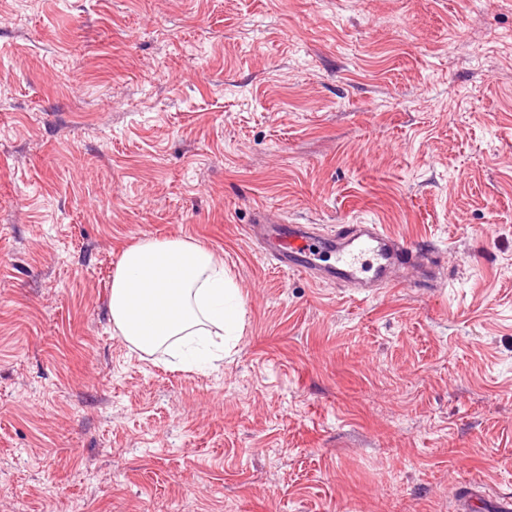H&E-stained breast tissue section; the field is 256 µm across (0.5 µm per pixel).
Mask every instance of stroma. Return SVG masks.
<instances>
[{"label":"stroma","mask_w":512,"mask_h":512,"mask_svg":"<svg viewBox=\"0 0 512 512\" xmlns=\"http://www.w3.org/2000/svg\"><path fill=\"white\" fill-rule=\"evenodd\" d=\"M266 219L439 251L364 297ZM224 259L198 368L112 330L145 237ZM512 494V0H0V512H455Z\"/></svg>","instance_id":"1"}]
</instances>
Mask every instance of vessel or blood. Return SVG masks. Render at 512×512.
<instances>
[{
	"instance_id": "b4317fda",
	"label": "vessel or blood",
	"mask_w": 512,
	"mask_h": 512,
	"mask_svg": "<svg viewBox=\"0 0 512 512\" xmlns=\"http://www.w3.org/2000/svg\"><path fill=\"white\" fill-rule=\"evenodd\" d=\"M250 235L279 268L316 282H336L357 294L399 282L401 274L421 268L432 253L431 248L409 244L379 224H342L335 234L321 236L310 224L262 220L251 225ZM319 249L335 252V265L317 266L313 255Z\"/></svg>"
}]
</instances>
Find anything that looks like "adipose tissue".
Here are the masks:
<instances>
[{
	"label": "adipose tissue",
	"instance_id": "1",
	"mask_svg": "<svg viewBox=\"0 0 512 512\" xmlns=\"http://www.w3.org/2000/svg\"><path fill=\"white\" fill-rule=\"evenodd\" d=\"M109 310L114 331L135 351L163 348L185 367L215 359L243 319L223 259L189 237L127 247L112 274Z\"/></svg>",
	"mask_w": 512,
	"mask_h": 512
}]
</instances>
